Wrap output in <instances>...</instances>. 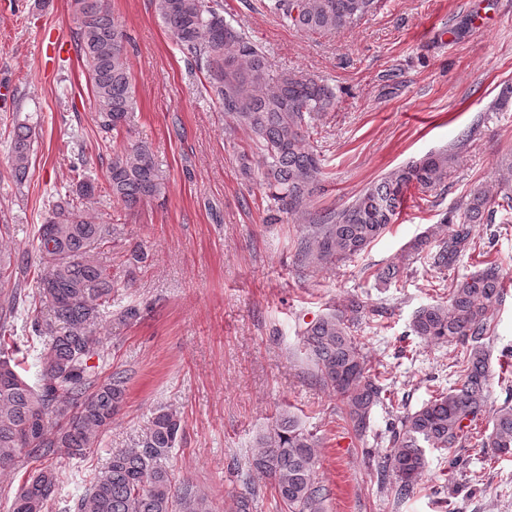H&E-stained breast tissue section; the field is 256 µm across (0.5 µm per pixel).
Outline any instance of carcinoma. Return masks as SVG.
<instances>
[{"label": "carcinoma", "mask_w": 512, "mask_h": 512, "mask_svg": "<svg viewBox=\"0 0 512 512\" xmlns=\"http://www.w3.org/2000/svg\"><path fill=\"white\" fill-rule=\"evenodd\" d=\"M162 22L187 61L207 75L204 90L231 123L250 131L263 158L262 181L278 210L304 212L319 189L322 159L309 144V130L324 112L336 108L327 83L293 71L270 73L265 53L234 19L224 18L223 0H154ZM266 13L309 34L349 27L374 11L377 0H261ZM75 45L92 96L96 123L105 144L112 143L106 185L92 175L84 151L69 160L70 183L48 195L37 228L36 291L15 283L0 301V470L21 458L39 463L16 490L10 512H48L59 484L57 461L86 455L112 425L125 401V377L101 376L90 363L100 356L104 337L97 325L112 314V269L96 259V249L112 243L114 228L92 221L77 200L98 198L133 211L166 197L169 186L153 154L140 142L117 143L137 101L128 60L130 36L112 16L111 0H72ZM34 128L13 124L8 138L9 177L17 190L28 181ZM454 156L425 155L362 190L349 204L305 226L302 256L315 265L352 260L383 235L400 213L410 186L437 189L448 177ZM512 212V179L496 192L481 185L469 190L445 218L446 235L427 231L410 244L443 274L474 249L472 224H492ZM505 292L498 264L482 267L453 283L448 303L418 308L411 331L431 343L458 346L456 381L390 423V452L375 462L379 481L391 480L397 498L415 494L428 467L431 449L452 453L449 465L466 467L459 450L472 439L470 427L492 413V430L483 446L494 455H512V405L490 401L492 316ZM30 311L22 332L38 341V371L29 381L28 350L17 342L13 319ZM376 315L368 302L352 298L341 310L308 324L302 344L317 375L341 403L346 423L358 436L370 428L374 408L390 399L382 373L369 365L355 332ZM184 427L177 413L155 409L134 447L112 453L73 512H212L207 499L187 480L177 481L167 466ZM319 440L288 415L279 416L257 438L250 471L263 476L284 512H325L327 491L318 474ZM256 497L250 477L234 496V512H253Z\"/></svg>", "instance_id": "cac0c4a2"}]
</instances>
